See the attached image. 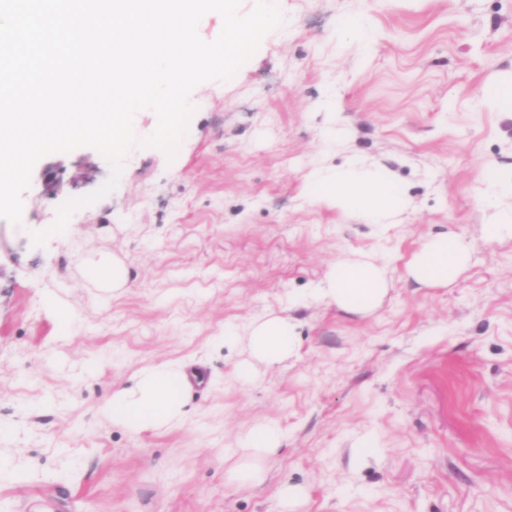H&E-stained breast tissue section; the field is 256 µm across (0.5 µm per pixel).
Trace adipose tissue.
<instances>
[{
    "label": "adipose tissue",
    "mask_w": 512,
    "mask_h": 512,
    "mask_svg": "<svg viewBox=\"0 0 512 512\" xmlns=\"http://www.w3.org/2000/svg\"><path fill=\"white\" fill-rule=\"evenodd\" d=\"M311 202L352 213L366 223L390 226L407 206L403 187L385 169L363 168L358 161L343 169L313 171L304 178ZM469 260L467 246L458 238L437 235L422 243L409 264V275L417 283L446 284L455 280ZM85 278L101 292L109 294L130 281L128 267L116 256L101 252L88 257L83 265ZM387 293L384 267L369 258L338 261L330 267L326 279L316 291L317 297L354 313L374 311ZM297 325L286 315H271L254 322L248 330V349L252 362L244 366L240 377L251 381L253 363L280 364L294 353ZM204 374L190 363L161 362L135 373L131 387L114 391L104 411L113 424L134 433L183 426L188 412L181 393L190 379ZM279 428L266 424L252 429L242 444V461L232 470L235 481L259 485L266 474L260 457L280 447Z\"/></svg>",
    "instance_id": "obj_1"
}]
</instances>
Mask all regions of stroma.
Instances as JSON below:
<instances>
[{
    "label": "stroma",
    "instance_id": "35a3bbf8",
    "mask_svg": "<svg viewBox=\"0 0 512 512\" xmlns=\"http://www.w3.org/2000/svg\"><path fill=\"white\" fill-rule=\"evenodd\" d=\"M282 29L227 81L198 85L174 156L137 147L115 190L34 244L111 168L93 148L34 166L19 223L0 219V512H512V240L489 241L482 166L512 165V0H276ZM362 16L366 35L339 22ZM360 160L408 206L387 231L312 204L304 176ZM463 238L455 281L407 274L419 243ZM94 250L127 288L83 277ZM375 254L372 313L310 297L332 262ZM55 292L75 315L57 330ZM297 323L296 352L242 385L225 329ZM196 358L188 423L132 434L104 418L144 366ZM276 423L262 485L232 450ZM299 488L289 509L281 484ZM83 274L105 294L125 288L130 282L128 267L115 255L106 252L88 257L83 265Z\"/></svg>",
    "mask_w": 512,
    "mask_h": 512
}]
</instances>
